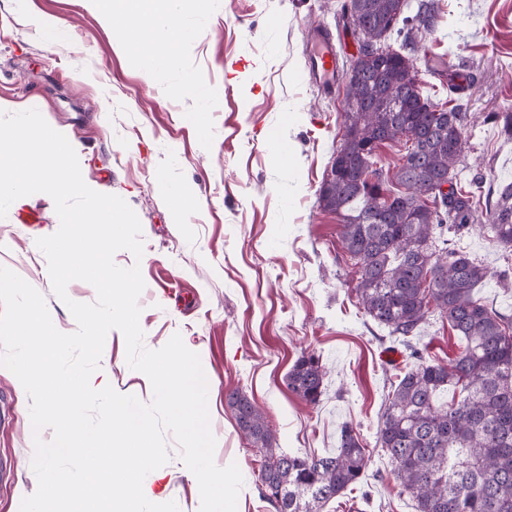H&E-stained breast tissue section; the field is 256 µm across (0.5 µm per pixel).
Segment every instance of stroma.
<instances>
[{"mask_svg": "<svg viewBox=\"0 0 512 512\" xmlns=\"http://www.w3.org/2000/svg\"><path fill=\"white\" fill-rule=\"evenodd\" d=\"M344 0H179L174 20L192 31L176 63L146 72L111 24L87 0H0V110L37 109L64 134L85 183L121 197L138 216L144 252L118 251L115 263L139 265L145 347L174 334L199 354L210 381L214 461L237 463L243 485L237 512H275L261 494L259 465L227 406L237 390L267 415L276 443L298 455L338 446L349 423L370 449L363 483L332 500L325 512H415L387 459L375 446L381 405L406 355L358 304L356 282L338 238L339 220L318 190L342 133L344 91L315 80L306 49L310 27L336 39L340 57L356 50L344 26ZM437 20L419 50L424 93L468 114L461 183L482 177L485 190L512 183V0H435ZM460 73L466 93L448 90L445 70ZM182 187L196 200L176 215ZM456 239L470 257L502 267L501 251L480 232L490 214ZM53 199L36 193L14 201L0 218V266L45 298L56 328L74 332L66 302L54 293L38 238L55 233ZM418 347L448 363L462 344L431 317ZM304 353L326 372L318 405L300 401L286 375ZM93 381L151 402L149 379L131 368L120 331L106 337ZM30 399L0 367V512H20L35 493ZM146 477L159 502L200 512L194 474L177 445Z\"/></svg>", "mask_w": 512, "mask_h": 512, "instance_id": "35a3bbf8", "label": "stroma"}]
</instances>
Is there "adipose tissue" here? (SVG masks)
<instances>
[{
    "mask_svg": "<svg viewBox=\"0 0 512 512\" xmlns=\"http://www.w3.org/2000/svg\"><path fill=\"white\" fill-rule=\"evenodd\" d=\"M113 28L123 35L122 44L148 69L172 63L190 31L170 19H162L159 0H88Z\"/></svg>",
    "mask_w": 512,
    "mask_h": 512,
    "instance_id": "obj_1",
    "label": "adipose tissue"
}]
</instances>
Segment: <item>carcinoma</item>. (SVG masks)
I'll list each match as a JSON object with an SVG mask.
<instances>
[{
    "instance_id": "obj_1",
    "label": "carcinoma",
    "mask_w": 512,
    "mask_h": 512,
    "mask_svg": "<svg viewBox=\"0 0 512 512\" xmlns=\"http://www.w3.org/2000/svg\"><path fill=\"white\" fill-rule=\"evenodd\" d=\"M342 10L359 21L369 42L401 37L396 52L348 88L345 129L360 128L361 141L349 147L343 171L319 194L323 209L339 217L359 305L412 359L384 399L375 447L388 458L415 512H512V318L475 296L480 283L495 276L504 281L512 269L493 270L449 238L469 228L481 200L456 182L466 113L454 107L435 111L421 90L414 52L434 30L433 3L420 0L412 17L400 15V0H350ZM410 140L417 152L407 163L383 162L384 142ZM363 167L373 178L369 187L358 183L355 170ZM444 177L448 192L432 202L409 197V190L425 193ZM483 228L509 260L511 183L498 191L491 222ZM430 313L464 341L446 365L414 352ZM286 382L302 401L318 404L320 358L299 356ZM450 387L459 399L439 400ZM226 400L240 432L259 449V480L271 488L266 498L276 512H323L366 477L370 455L350 424L341 427L336 452L293 455L277 448L266 416L245 394L232 391Z\"/></svg>"
}]
</instances>
